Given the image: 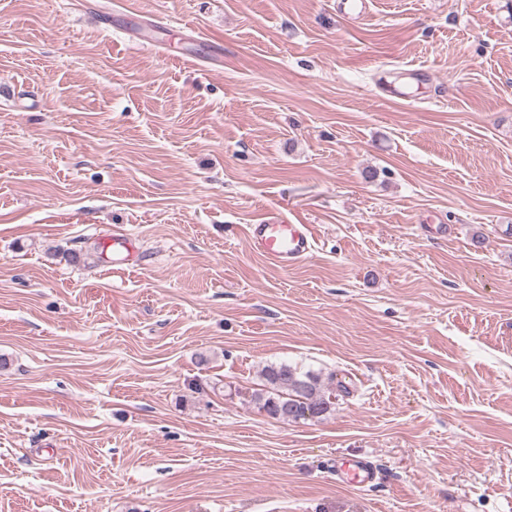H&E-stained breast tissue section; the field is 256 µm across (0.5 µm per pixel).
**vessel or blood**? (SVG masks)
Returning <instances> with one entry per match:
<instances>
[{
  "label": "vessel or blood",
  "instance_id": "1",
  "mask_svg": "<svg viewBox=\"0 0 512 512\" xmlns=\"http://www.w3.org/2000/svg\"><path fill=\"white\" fill-rule=\"evenodd\" d=\"M248 243L266 261L283 268L308 257L313 250V237L307 225L278 218L251 225ZM337 469L344 481L359 487L375 484L381 475L377 465L366 458L342 460Z\"/></svg>",
  "mask_w": 512,
  "mask_h": 512
}]
</instances>
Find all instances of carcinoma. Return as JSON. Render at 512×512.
Returning <instances> with one entry per match:
<instances>
[{"label":"carcinoma","instance_id":"carcinoma-1","mask_svg":"<svg viewBox=\"0 0 512 512\" xmlns=\"http://www.w3.org/2000/svg\"><path fill=\"white\" fill-rule=\"evenodd\" d=\"M261 376L264 389L254 394V401L274 419L296 422L332 409V393L317 373L281 363L265 366Z\"/></svg>","mask_w":512,"mask_h":512}]
</instances>
